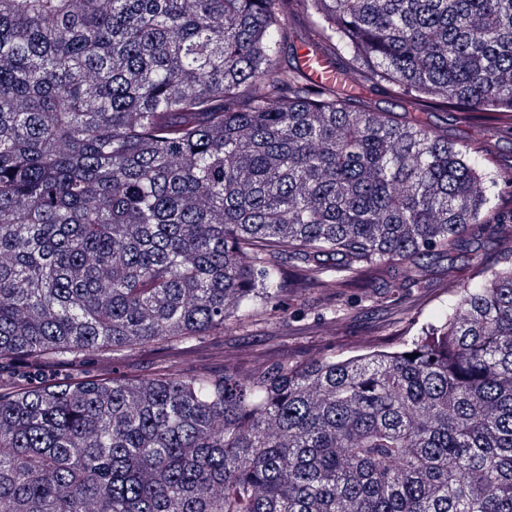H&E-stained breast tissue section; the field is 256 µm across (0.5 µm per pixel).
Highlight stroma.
<instances>
[{"label": "stroma", "instance_id": "stroma-1", "mask_svg": "<svg viewBox=\"0 0 512 512\" xmlns=\"http://www.w3.org/2000/svg\"><path fill=\"white\" fill-rule=\"evenodd\" d=\"M433 127L460 146L488 145V167L512 164V132L492 131L458 122L453 112L427 116ZM502 240L492 232L474 237L468 250L421 258V287L387 293L397 271L388 266L370 287L336 296L323 288L284 292L279 307L254 313L214 330L177 357V369L220 377L225 369L259 373L277 360L306 361L321 355L344 359L374 349H396L424 324L437 322L448 309L453 291L464 287L475 260L499 263Z\"/></svg>", "mask_w": 512, "mask_h": 512}]
</instances>
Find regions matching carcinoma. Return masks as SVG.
I'll return each mask as SVG.
<instances>
[{"label": "carcinoma", "instance_id": "cac0c4a2", "mask_svg": "<svg viewBox=\"0 0 512 512\" xmlns=\"http://www.w3.org/2000/svg\"><path fill=\"white\" fill-rule=\"evenodd\" d=\"M383 83L415 113L352 109ZM433 106L512 125V0H0V512H512V169ZM485 229L502 264L397 350L46 379ZM300 59L303 68L315 83L328 84L335 77V68L325 56L304 51Z\"/></svg>", "mask_w": 512, "mask_h": 512}]
</instances>
